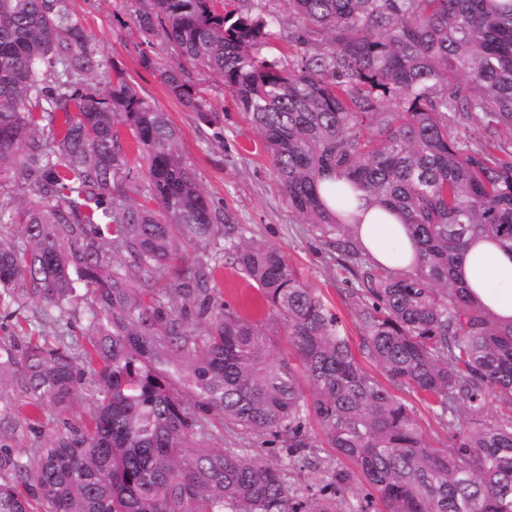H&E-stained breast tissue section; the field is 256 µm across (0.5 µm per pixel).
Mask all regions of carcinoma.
<instances>
[{
	"label": "carcinoma",
	"mask_w": 512,
	"mask_h": 512,
	"mask_svg": "<svg viewBox=\"0 0 512 512\" xmlns=\"http://www.w3.org/2000/svg\"><path fill=\"white\" fill-rule=\"evenodd\" d=\"M270 2L130 0L136 28L217 75L259 131L288 205L354 282L356 343L202 194L167 113L117 68L94 84L101 60L69 0H0V190L15 194L0 202V302L38 325L92 315L82 344L1 337L0 381L36 422L68 412L82 367L99 366L91 423L25 456L0 408V512H512V325L456 273L474 238L512 250V0H285L297 26L272 59ZM141 64L210 120L181 63ZM119 123L146 161L138 204ZM359 191L402 216L411 269L361 249L339 215ZM223 265L258 289L294 358L217 296ZM405 394L448 428L446 446ZM218 424L292 465L331 448L351 468L304 493L210 444ZM403 396L409 404L416 407L419 425L429 442L436 448H442L448 443L447 430L442 427L438 418L427 404L413 397Z\"/></svg>",
	"instance_id": "cac0c4a2"
}]
</instances>
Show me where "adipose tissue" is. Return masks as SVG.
<instances>
[{
	"label": "adipose tissue",
	"mask_w": 512,
	"mask_h": 512,
	"mask_svg": "<svg viewBox=\"0 0 512 512\" xmlns=\"http://www.w3.org/2000/svg\"><path fill=\"white\" fill-rule=\"evenodd\" d=\"M346 211L361 246L375 262L392 271L410 269L414 245L399 214L365 199L349 200ZM459 273L497 321L512 323V251L487 240L472 242Z\"/></svg>",
	"instance_id": "ef3b65f1"
}]
</instances>
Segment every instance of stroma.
I'll return each instance as SVG.
<instances>
[{
	"instance_id": "1",
	"label": "stroma",
	"mask_w": 512,
	"mask_h": 512,
	"mask_svg": "<svg viewBox=\"0 0 512 512\" xmlns=\"http://www.w3.org/2000/svg\"><path fill=\"white\" fill-rule=\"evenodd\" d=\"M69 4L98 46L102 65L96 74L97 82H108L114 69H122L142 96L167 113L179 133L183 157L195 170L201 191L214 207L227 213L233 223L242 225L246 237L279 250L299 278L340 316L349 336H357L345 299L349 287L345 274L315 239L309 225L301 223L289 207L275 181L258 131L225 94L222 81L200 67L190 66L194 81L206 88L214 107L210 121L200 120L197 113L187 111L168 93L156 72L141 66V55L171 61L175 51L161 36L140 34L125 0H69ZM214 285L230 308L264 325L270 335L273 356L290 354L281 322L270 317L260 305L256 288L249 286L228 265L217 272ZM97 388L96 375L87 373L69 412L62 415L55 409H47L37 429L21 437L18 450L28 452L39 447L46 437L62 431L65 424L82 423ZM224 445L253 449L266 463L285 467L289 484L299 489L318 488L337 464L332 449L320 448L315 452L316 466L288 467L257 438L230 429L224 432Z\"/></svg>"
}]
</instances>
